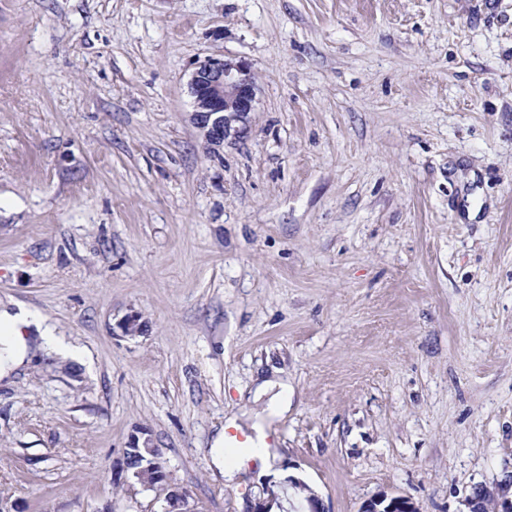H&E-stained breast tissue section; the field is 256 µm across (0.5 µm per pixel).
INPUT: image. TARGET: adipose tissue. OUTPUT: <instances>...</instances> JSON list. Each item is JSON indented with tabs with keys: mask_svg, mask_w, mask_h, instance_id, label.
I'll return each mask as SVG.
<instances>
[{
	"mask_svg": "<svg viewBox=\"0 0 512 512\" xmlns=\"http://www.w3.org/2000/svg\"><path fill=\"white\" fill-rule=\"evenodd\" d=\"M42 324L23 308L0 302V381L11 379L30 361L35 334Z\"/></svg>",
	"mask_w": 512,
	"mask_h": 512,
	"instance_id": "obj_1",
	"label": "adipose tissue"
}]
</instances>
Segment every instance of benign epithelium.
<instances>
[{
	"label": "benign epithelium",
	"mask_w": 512,
	"mask_h": 512,
	"mask_svg": "<svg viewBox=\"0 0 512 512\" xmlns=\"http://www.w3.org/2000/svg\"><path fill=\"white\" fill-rule=\"evenodd\" d=\"M189 92L195 124L209 143L221 146L228 139L243 136L256 99L255 82L247 63L216 58L200 61L192 73ZM157 453L158 449L148 438L141 445L133 444L123 452L118 475L134 480L146 490L163 492V512H196L188 494L170 483L169 474L155 470ZM283 483L307 493L309 512H325L321 499L302 480L290 475ZM486 502L493 506V512H512V501H495L479 488L464 498L466 512H483ZM278 507L277 493L268 489L266 495L248 499L246 512H274ZM361 512H420V509L409 497L383 494L365 501Z\"/></svg>",
	"instance_id": "benign-epithelium-1"
}]
</instances>
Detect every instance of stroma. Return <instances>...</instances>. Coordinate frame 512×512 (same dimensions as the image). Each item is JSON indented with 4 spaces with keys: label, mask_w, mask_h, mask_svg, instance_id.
Listing matches in <instances>:
<instances>
[{
    "label": "stroma",
    "mask_w": 512,
    "mask_h": 512,
    "mask_svg": "<svg viewBox=\"0 0 512 512\" xmlns=\"http://www.w3.org/2000/svg\"><path fill=\"white\" fill-rule=\"evenodd\" d=\"M208 57L256 82L214 150ZM0 300L81 359L0 384V512H162L143 438L197 512L512 499V0H0ZM193 116L209 143L241 138L254 110L255 82L243 61L207 58L199 61L189 82ZM276 388L278 389V392L275 395V406L273 413L282 415L288 411V394L290 391L288 381H266L258 388L257 393L259 396H262ZM157 453L158 448L151 445L150 439L146 438L142 446L134 443L125 448L117 474L120 478L124 474L125 480L132 479L143 489L163 492V512H196L189 502L188 494L170 483L169 474L165 470L154 471ZM146 473H150L152 478H145ZM360 512H420V509L409 497L383 494L365 501Z\"/></svg>",
    "instance_id": "stroma-1"
}]
</instances>
